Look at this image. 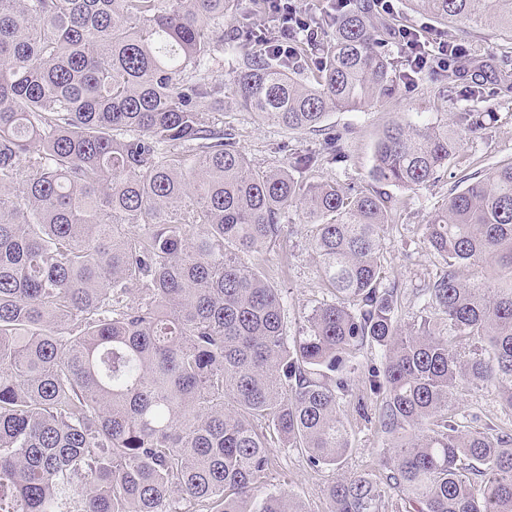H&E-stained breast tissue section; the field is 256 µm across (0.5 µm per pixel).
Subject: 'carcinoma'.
<instances>
[{"label":"carcinoma","mask_w":512,"mask_h":512,"mask_svg":"<svg viewBox=\"0 0 512 512\" xmlns=\"http://www.w3.org/2000/svg\"><path fill=\"white\" fill-rule=\"evenodd\" d=\"M234 2L0 0V512H307L266 491L270 439L341 469L349 398L392 439L388 473L342 474L327 512H512V423L460 410L481 390L512 413V161L425 224L443 267L402 328L381 263L392 199L303 176L345 158L342 135L261 170L209 116L214 67L244 42L232 93L290 131L390 95L371 0L312 24L318 61L268 53ZM408 2L512 31V0ZM469 66L436 73L451 92ZM491 119L394 122L371 176L424 186ZM293 206L335 299L291 339L259 257Z\"/></svg>","instance_id":"1"}]
</instances>
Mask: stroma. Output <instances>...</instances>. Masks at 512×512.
Returning <instances> with one entry per match:
<instances>
[{
	"label": "stroma",
	"mask_w": 512,
	"mask_h": 512,
	"mask_svg": "<svg viewBox=\"0 0 512 512\" xmlns=\"http://www.w3.org/2000/svg\"><path fill=\"white\" fill-rule=\"evenodd\" d=\"M423 41L445 39L467 47L473 59L461 75L460 86L480 84L473 97L448 94L432 72L417 75L412 86H399L394 97L374 101L356 111L327 114L322 129L290 131L264 122L257 115L241 111L232 94H225L224 109L215 113L217 127L231 131L241 151L255 167L269 170L287 163L294 153L321 150L325 133L342 134L346 156L342 161L323 164L310 171L313 179H327L343 185L368 187L373 183L371 169L375 145L386 126L394 121L425 119L436 122L446 115L474 110L493 113L486 130L467 137L459 152L449 159L435 179L415 190L388 187L395 208L394 221L386 239L382 262L388 282L400 291L396 317L401 324L412 323L419 313L413 291L432 279L442 267L441 259L423 241V227L429 216L458 188L463 175L488 171L495 163L512 160V93L500 91L501 73H512V35L495 23L446 27L429 17H416L413 23ZM285 238L263 255L264 265L281 288L288 336L306 333L307 315L333 296L319 276V259L312 251L300 212L288 210ZM346 417L353 434V447L343 462L344 471L383 478L382 459L388 442L376 422L364 420L354 409ZM276 465L268 476L269 490L288 489L308 512H325L324 490L336 473L315 469L293 448L275 449Z\"/></svg>",
	"instance_id": "35a3bbf8"
}]
</instances>
